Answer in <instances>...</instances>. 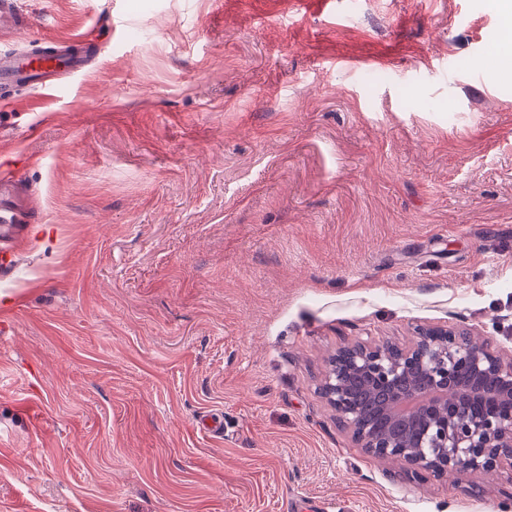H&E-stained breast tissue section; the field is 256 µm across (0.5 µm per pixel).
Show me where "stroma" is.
Listing matches in <instances>:
<instances>
[{
    "mask_svg": "<svg viewBox=\"0 0 512 512\" xmlns=\"http://www.w3.org/2000/svg\"><path fill=\"white\" fill-rule=\"evenodd\" d=\"M97 57L0 108L36 212L0 278V512H512L319 396L418 327L512 358V73L492 0H19ZM220 416L215 437L199 427Z\"/></svg>",
    "mask_w": 512,
    "mask_h": 512,
    "instance_id": "1",
    "label": "stroma"
}]
</instances>
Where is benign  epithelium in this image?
Wrapping results in <instances>:
<instances>
[{"mask_svg":"<svg viewBox=\"0 0 512 512\" xmlns=\"http://www.w3.org/2000/svg\"><path fill=\"white\" fill-rule=\"evenodd\" d=\"M380 394L367 421L349 381ZM318 393L367 453L406 464L413 478L512 466V360L449 329H419L412 343L344 346L331 355Z\"/></svg>","mask_w":512,"mask_h":512,"instance_id":"7a95c632","label":"benign epithelium"}]
</instances>
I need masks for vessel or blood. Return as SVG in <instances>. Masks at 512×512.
I'll list each match as a JSON object with an SVG mask.
<instances>
[{
  "label": "vessel or blood",
  "mask_w": 512,
  "mask_h": 512,
  "mask_svg": "<svg viewBox=\"0 0 512 512\" xmlns=\"http://www.w3.org/2000/svg\"><path fill=\"white\" fill-rule=\"evenodd\" d=\"M44 64L32 62L28 52L0 50V102H8L11 89L30 90L57 88L65 74L83 73L93 55L87 37L58 40L40 46ZM33 209L20 175L13 171L0 173V273L12 272L30 231L25 217Z\"/></svg>",
  "instance_id": "b4317fda"
}]
</instances>
